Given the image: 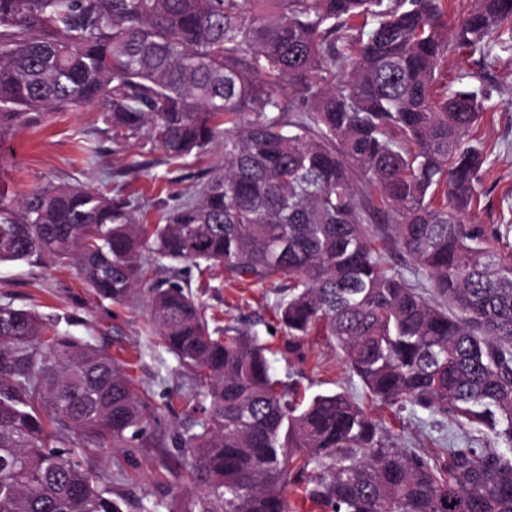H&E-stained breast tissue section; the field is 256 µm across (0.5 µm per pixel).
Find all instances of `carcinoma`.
I'll list each match as a JSON object with an SVG mask.
<instances>
[{
	"instance_id": "obj_1",
	"label": "carcinoma",
	"mask_w": 512,
	"mask_h": 512,
	"mask_svg": "<svg viewBox=\"0 0 512 512\" xmlns=\"http://www.w3.org/2000/svg\"><path fill=\"white\" fill-rule=\"evenodd\" d=\"M493 37L512 44V0L452 23L447 0H0V129L102 102L171 158L224 140V165L151 228L81 188L0 193V263L71 259L113 302L148 244L156 263L276 283L288 335L332 337L373 398L512 448V224L493 241L464 223L491 167L472 135L485 103L446 75L449 52L484 56ZM374 226L428 287L387 265ZM149 311L204 402L172 439L178 512H290L291 488L330 512H512V457L392 448L348 393L298 401L258 336L210 327L188 281ZM75 434L142 447L162 427L103 348L0 304V512H122L66 451Z\"/></svg>"
}]
</instances>
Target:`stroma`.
Returning a JSON list of instances; mask_svg holds the SVG:
<instances>
[{"mask_svg": "<svg viewBox=\"0 0 512 512\" xmlns=\"http://www.w3.org/2000/svg\"><path fill=\"white\" fill-rule=\"evenodd\" d=\"M448 78L455 86L473 84L489 94L474 130L490 151L488 193L467 221L490 230L512 221V45L494 44L484 57L450 53ZM103 115V106L95 103L59 112L24 111L0 134V191L18 200L47 185L78 186L130 202L141 223L161 224L179 200L194 194L205 172L224 163L223 143L200 157L171 161L146 134L111 128ZM174 273L202 281L196 294L216 326L258 334L272 374L299 397L347 392L379 421L380 437L391 447L419 452L488 447L487 439L473 440L469 429L450 417L395 412L369 401L333 340L314 333L290 340L276 316L275 288L238 283L220 266L203 276L189 263L172 270L149 266L133 296L117 303L99 298L72 262H5L0 264V304L33 310L60 330L105 347L136 387L150 394L171 435L201 410L200 397L164 348L148 309L152 288ZM85 450L97 486L121 499L124 512H145L159 500L174 505L169 489L178 483L181 452L173 444L99 450L89 443Z\"/></svg>", "mask_w": 512, "mask_h": 512, "instance_id": "1", "label": "stroma"}]
</instances>
